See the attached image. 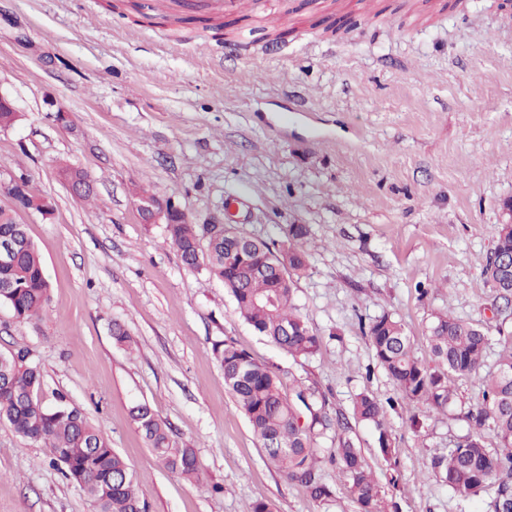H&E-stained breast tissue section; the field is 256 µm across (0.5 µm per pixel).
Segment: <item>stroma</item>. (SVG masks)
<instances>
[{"label": "stroma", "instance_id": "stroma-1", "mask_svg": "<svg viewBox=\"0 0 512 512\" xmlns=\"http://www.w3.org/2000/svg\"><path fill=\"white\" fill-rule=\"evenodd\" d=\"M201 2L180 0L187 21L174 26L133 23L103 0H0V95L20 114L0 129V178H27L52 204L18 215L43 258L48 306L30 322L0 306V353L29 352L45 403L65 396L102 431L148 512H248L257 500L356 512L330 463L336 497L320 506L266 461L224 390L221 339L275 367L285 389L303 382L329 415L351 416L364 390L394 398L383 429L356 423L350 435L397 512H487L427 475L468 421L397 401L364 326L393 314L424 357L441 312L512 329L482 274L512 198V5L376 0L331 39L316 0H259L239 23L244 56L203 28ZM269 8L298 21L287 39L268 40ZM65 166L86 174L91 199L71 190ZM146 193L194 224L223 222L237 202L238 226L278 246L279 225H309L294 303L320 350L294 360L247 325L222 283L183 265L163 225L143 223ZM116 321L131 347L113 341ZM140 402L194 449L199 480L161 465L131 420ZM0 512L93 509L41 445L0 421Z\"/></svg>", "mask_w": 512, "mask_h": 512}]
</instances>
